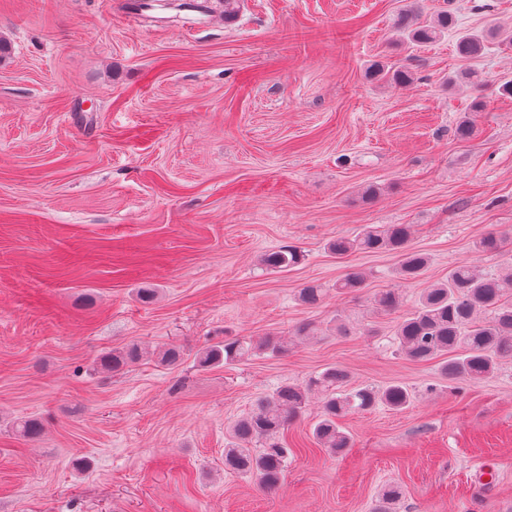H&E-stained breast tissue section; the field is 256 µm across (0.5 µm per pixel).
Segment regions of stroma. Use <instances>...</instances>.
<instances>
[{"label": "stroma", "mask_w": 512, "mask_h": 512, "mask_svg": "<svg viewBox=\"0 0 512 512\" xmlns=\"http://www.w3.org/2000/svg\"><path fill=\"white\" fill-rule=\"evenodd\" d=\"M411 1L421 20L445 11L484 32L483 54L459 58L455 32L406 48L393 22ZM239 3L232 23L189 33L185 12L139 19L124 0H0V512H372L388 484L404 488L391 512H512V359L451 382L392 345L452 267L512 262V97L498 92L512 0ZM401 62L406 87L372 72ZM467 68L481 88L448 84ZM368 224L412 225L424 274L399 279L394 253L326 250ZM491 230L496 256L474 247ZM288 245L302 264L262 266ZM353 268L364 288L337 294ZM309 284L326 290L314 306L298 299ZM387 288L401 304L375 312ZM305 322L318 335L287 356L194 364L224 338ZM132 344L148 355L97 369ZM169 345L178 366L156 356ZM328 366L403 383L413 402L343 418L352 446L336 455L312 438L311 402L274 491L225 472L230 423ZM28 416L42 437L14 435Z\"/></svg>", "instance_id": "35a3bbf8"}]
</instances>
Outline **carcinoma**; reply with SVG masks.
<instances>
[{
    "label": "carcinoma",
    "mask_w": 512,
    "mask_h": 512,
    "mask_svg": "<svg viewBox=\"0 0 512 512\" xmlns=\"http://www.w3.org/2000/svg\"><path fill=\"white\" fill-rule=\"evenodd\" d=\"M455 20L443 12L429 21L419 19L417 7L402 10L395 28L410 45L430 43L452 29ZM484 48L477 32L457 34L456 52L464 60L478 57ZM376 75L394 86H406L413 73L406 66L377 68ZM411 225H368L355 236L339 237L327 243L336 255L352 252L396 253L400 257L399 275L404 280L418 278L428 265L426 254L410 248ZM503 236L488 232L477 243L478 251L497 255ZM304 255L296 247L286 246L265 254L261 262L270 269L286 271L298 266ZM365 274L352 270L336 281V292L351 293L363 287ZM374 304L391 311L400 304V296L385 289L373 296ZM397 351L405 359L422 362L443 358L441 371L451 380L479 383L494 373L500 359H512V268L505 275L488 273L468 263L448 271V278L425 289L412 312L398 325ZM279 357L288 354V341L276 336L258 340L226 338L224 343L197 351L196 367L207 369L216 364L230 365L256 355ZM142 357L137 345L114 350L99 359L101 369L117 373ZM312 395L320 397L321 413L314 424L313 439L326 451L338 454L351 446V440L339 420L351 413L386 407L406 408L412 393L399 382L385 386H352L348 374L329 366L304 384H284L258 399L252 409L229 426L224 448V471L254 477L260 487L272 491L279 484L288 462L290 449L283 433L308 406ZM15 434L34 439L44 432L42 422L29 417L13 425Z\"/></svg>",
    "instance_id": "obj_1"
}]
</instances>
